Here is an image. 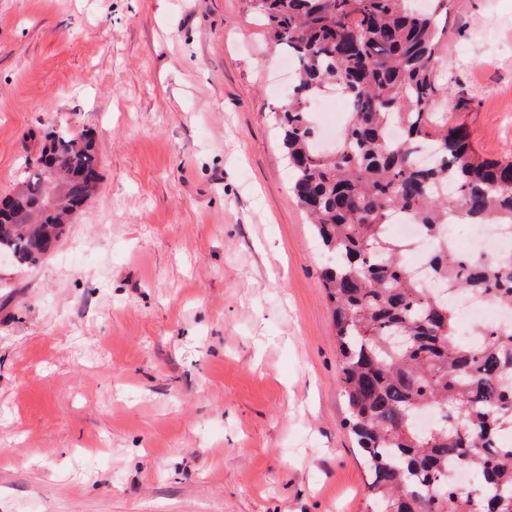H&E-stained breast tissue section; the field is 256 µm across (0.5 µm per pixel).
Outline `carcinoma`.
<instances>
[{
  "instance_id": "obj_1",
  "label": "carcinoma",
  "mask_w": 512,
  "mask_h": 512,
  "mask_svg": "<svg viewBox=\"0 0 512 512\" xmlns=\"http://www.w3.org/2000/svg\"><path fill=\"white\" fill-rule=\"evenodd\" d=\"M447 0H255L269 40L288 53L297 79L277 113L291 192L332 261L323 286L339 350L337 388L345 426L367 461L370 512H512V328L487 325L477 342L457 332L455 305L409 271L407 250L429 247L435 276L458 293L512 312V253L487 265L448 251V220L494 222L512 236V161L481 157L463 123L472 112L438 62ZM350 101L336 146L321 150L306 103L327 87ZM397 127L400 140L388 139ZM434 154L419 162L421 151ZM71 182L36 223L18 224L46 194L44 164ZM92 140L55 129L25 162L0 208V255L36 264L96 193ZM420 225L413 243L393 238V216ZM472 480L456 484L451 470Z\"/></svg>"
}]
</instances>
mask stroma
Here are the masks:
<instances>
[{
  "label": "stroma",
  "mask_w": 512,
  "mask_h": 512,
  "mask_svg": "<svg viewBox=\"0 0 512 512\" xmlns=\"http://www.w3.org/2000/svg\"><path fill=\"white\" fill-rule=\"evenodd\" d=\"M446 22L473 146L510 161L512 0ZM281 57L249 0H0V193L64 122L102 176L0 264V512H365Z\"/></svg>",
  "instance_id": "35a3bbf8"
}]
</instances>
